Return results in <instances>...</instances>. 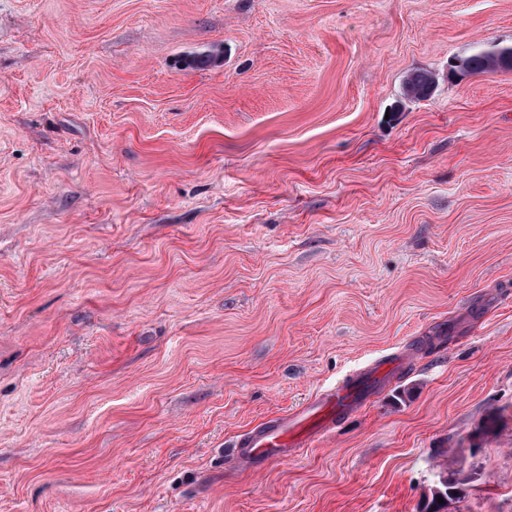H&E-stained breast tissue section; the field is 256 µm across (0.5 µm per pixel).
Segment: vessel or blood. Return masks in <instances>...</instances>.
<instances>
[{
    "instance_id": "1",
    "label": "vessel or blood",
    "mask_w": 512,
    "mask_h": 512,
    "mask_svg": "<svg viewBox=\"0 0 512 512\" xmlns=\"http://www.w3.org/2000/svg\"><path fill=\"white\" fill-rule=\"evenodd\" d=\"M381 368H363L350 380L316 393L292 413L268 419L243 433L231 452L236 462L264 468L295 456L301 448L332 431L340 416L356 411L368 399Z\"/></svg>"
}]
</instances>
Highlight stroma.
I'll return each mask as SVG.
<instances>
[{"mask_svg":"<svg viewBox=\"0 0 512 512\" xmlns=\"http://www.w3.org/2000/svg\"><path fill=\"white\" fill-rule=\"evenodd\" d=\"M493 45L512 0H0V512H421L452 455L512 512V70L448 75ZM434 74L428 71H413L404 82L405 96L410 99H424L434 84ZM384 375L380 367H365L345 383L317 392L294 412L254 426L237 439L232 458L255 468H265L295 456L301 448L332 431L339 416L364 405L373 385Z\"/></svg>","mask_w":512,"mask_h":512,"instance_id":"1","label":"stroma"}]
</instances>
